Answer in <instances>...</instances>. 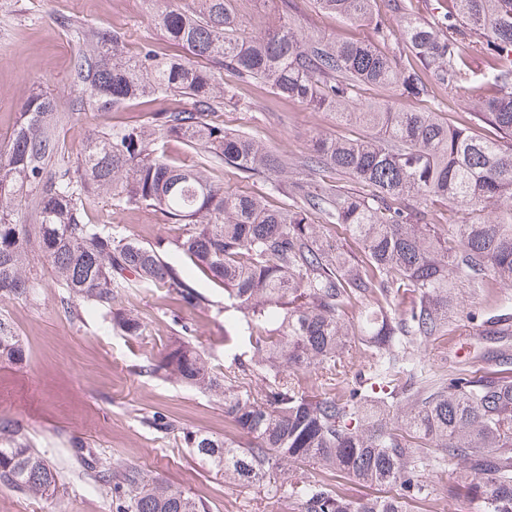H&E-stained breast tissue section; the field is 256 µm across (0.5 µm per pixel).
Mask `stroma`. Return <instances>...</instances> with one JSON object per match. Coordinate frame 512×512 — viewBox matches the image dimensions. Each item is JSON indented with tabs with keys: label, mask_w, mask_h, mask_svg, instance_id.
Masks as SVG:
<instances>
[{
	"label": "stroma",
	"mask_w": 512,
	"mask_h": 512,
	"mask_svg": "<svg viewBox=\"0 0 512 512\" xmlns=\"http://www.w3.org/2000/svg\"><path fill=\"white\" fill-rule=\"evenodd\" d=\"M306 25L328 38L357 40L372 37L370 28L320 11L314 0H297ZM108 27L128 46L149 43L170 56L183 50L168 45L142 0H0V137H6L24 100L36 89L48 91L62 112L79 93L71 79L79 48L78 33ZM236 85L239 106L224 107L219 119L226 130L244 131L268 148L301 162L318 131L335 130L330 114L311 111L305 104L274 95L264 84ZM485 95L471 89L462 97L435 89L426 110L443 113L449 122L464 120ZM178 96L162 95L152 106L132 101L101 114L72 112L65 129L66 150L77 157L88 136L105 123L123 125L145 119L148 110L185 107ZM96 224L118 225L127 236L145 244L164 242L167 259L176 267L187 261L177 250L175 225L152 207L119 208L111 199L100 201L92 215ZM193 286L204 297L201 305H186L178 295L157 288H132L118 309L137 315L145 325L141 335L121 331L109 314L72 316L62 307L60 289L43 288L38 301H0V314L10 320L26 348L22 364L0 365V417L23 425L34 448L59 468L63 487L54 496L30 498L0 486V512H116L112 497L81 472L75 447L113 464H132L163 477L190 495L201 497L209 512H289L287 500H268L257 487L225 482L181 444L177 429L186 428L216 438L234 437L224 422V403L218 396L183 386L153 372L152 364L176 343L188 344L211 361L217 372L240 371L258 360L250 345L241 313L225 308L224 291L200 272ZM512 297V286L491 291L460 287L451 304L448 333L419 348L426 370L439 375L452 370L481 348L493 349L512 369V337L486 341L473 328L493 313L498 298ZM167 415L173 431L152 423L154 413ZM453 469L425 468L422 479L433 491L419 512H481L477 500L446 496Z\"/></svg>",
	"instance_id": "stroma-1"
}]
</instances>
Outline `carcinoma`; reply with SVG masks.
Masks as SVG:
<instances>
[{
    "label": "carcinoma",
    "mask_w": 512,
    "mask_h": 512,
    "mask_svg": "<svg viewBox=\"0 0 512 512\" xmlns=\"http://www.w3.org/2000/svg\"><path fill=\"white\" fill-rule=\"evenodd\" d=\"M167 40L187 55L168 57L152 44L129 55L116 35L94 31L79 48L73 83L103 114L158 93L191 108L154 112L148 120L104 125L80 161L66 157L60 132L71 113L57 111L43 91L26 99L0 142V298L35 301L49 268L66 294L64 308L106 311L128 335L142 320L112 311L121 291H176L198 306L204 297L167 262L163 244L146 246L112 227L88 222L109 196L123 209L159 208L178 225L177 248L224 289L243 314L249 339L262 352L256 370L266 384L252 391L219 378L201 354L177 344L155 365L175 381L224 400V417L244 438L184 429L185 447L224 480L285 496L297 512H410L428 497L426 466L454 464L450 499H479L484 512H512V373L473 366L426 376L413 347L448 335V302L459 283L512 285V0H448L427 22L399 0L401 36L420 66L406 68L378 43L392 32L377 0H315L327 14L372 26L375 39L331 40L308 31L296 0H279L282 23L241 33L236 0H145ZM268 85L282 97L330 112L361 129L349 137L316 133L310 154L284 183L288 157L215 120L232 102L217 72ZM486 86L472 119L496 137L457 127L436 112L401 99L426 100L434 87L465 95ZM388 92L357 103L365 88ZM181 139L199 155L186 167L161 149ZM224 166L243 178L273 176L288 205L272 209L232 192L213 172ZM321 172L320 182L309 179ZM365 188L343 194L332 176ZM413 198L416 204L407 205ZM446 204L460 220L444 231L433 207ZM28 219L18 220L21 212ZM356 240L358 259L322 238L313 218ZM362 308L357 336L373 348L367 386L345 382L347 311ZM480 334L512 335V303L479 324ZM25 346L0 316V363L20 364ZM319 370L311 393L295 372ZM80 466L112 492L119 512H208L207 503L137 467H112L97 457ZM390 486L391 496L354 499L331 478ZM0 486L24 496L54 494L59 471L32 447L21 426L0 417Z\"/></svg>",
    "instance_id": "1"
}]
</instances>
